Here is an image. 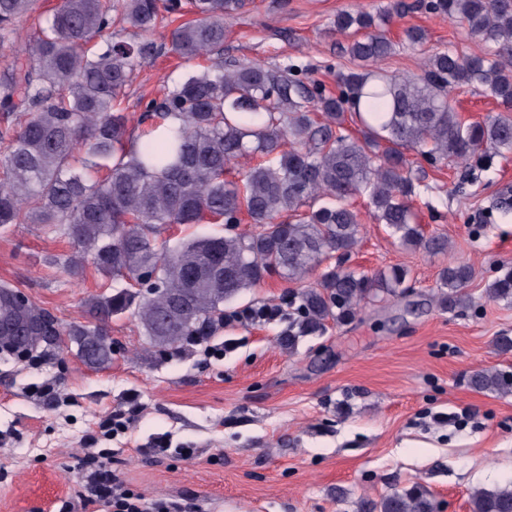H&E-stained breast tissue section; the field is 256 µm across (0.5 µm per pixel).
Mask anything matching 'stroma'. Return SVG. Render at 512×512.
I'll list each match as a JSON object with an SVG mask.
<instances>
[{"mask_svg":"<svg viewBox=\"0 0 512 512\" xmlns=\"http://www.w3.org/2000/svg\"><path fill=\"white\" fill-rule=\"evenodd\" d=\"M387 0H246L224 18L225 59L305 66L304 81L326 93L355 64L332 33L337 12H375ZM427 33L424 47L406 29ZM395 54L381 69L421 73L425 50L483 52L457 23L414 10L389 25ZM170 51L141 65L124 106L138 126L167 81L194 71ZM429 192L412 206L425 234L447 239L446 252L408 249L360 212V241L344 267L409 271L406 293L368 305L360 318L300 342L276 344L287 328L295 284L277 275L243 292L231 309L274 308L259 321H231L186 358H151L134 319L110 325L115 352L106 369L86 366L66 344L30 364L0 356V512H59L73 501L86 450L109 449L114 471L146 502L185 500L191 512H362V502L423 483L438 512H470L477 487L512 482V393L477 392L472 371L512 373V304L486 289L512 264V154L433 164L413 154ZM66 238L38 224L0 230V285L20 290L62 325L84 321V303L104 279L93 266L69 277L56 266L71 254ZM473 270L469 307L439 309L440 270Z\"/></svg>","mask_w":512,"mask_h":512,"instance_id":"obj_1","label":"stroma"}]
</instances>
